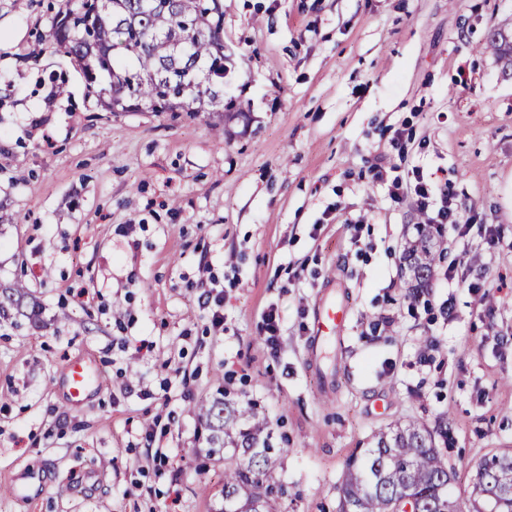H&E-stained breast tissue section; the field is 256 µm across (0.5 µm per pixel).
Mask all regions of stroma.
Wrapping results in <instances>:
<instances>
[{
	"instance_id": "1",
	"label": "stroma",
	"mask_w": 512,
	"mask_h": 512,
	"mask_svg": "<svg viewBox=\"0 0 512 512\" xmlns=\"http://www.w3.org/2000/svg\"><path fill=\"white\" fill-rule=\"evenodd\" d=\"M223 2L244 117L219 136L205 112L105 111L52 47L65 0H0V289L41 307L0 322V512H216L193 404L220 386L284 449L278 512H339L348 458L399 421L447 426L460 496L512 448V68L485 47L512 0ZM416 168L467 223L417 294L402 254L428 217L389 195ZM325 293L349 318L316 349ZM77 356L100 385L74 408ZM28 470L42 489L14 496ZM9 290V294L6 296V299L14 306L15 316H22L27 319H31L36 316V308L38 306L34 301L29 302L27 300L28 292L23 285L16 284L12 288H9ZM215 292V293H214ZM199 301L207 314L210 323L215 328L224 327V290L212 288L211 291H204L199 297Z\"/></svg>"
}]
</instances>
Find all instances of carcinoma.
Here are the masks:
<instances>
[{"label":"carcinoma","mask_w":512,"mask_h":512,"mask_svg":"<svg viewBox=\"0 0 512 512\" xmlns=\"http://www.w3.org/2000/svg\"><path fill=\"white\" fill-rule=\"evenodd\" d=\"M51 40L56 50L83 72L88 85L109 112H132L146 107L154 112H215L214 127L224 131L243 112L224 111V7L222 0H66L53 19ZM488 47L509 57L512 37L495 32ZM134 74L165 69L190 71L187 86L143 84L133 100L121 87L99 82L102 69ZM403 250V263L412 289L427 288L445 251L441 231L433 224H417ZM15 315L36 316L37 304L28 301L27 289L16 284L6 296ZM208 430V455L228 448L221 498L246 512H275L285 490L266 484L261 476L273 468L281 449L272 443L273 431L254 409H241L225 393L198 406ZM484 468L471 478L467 500L454 497L448 484V463L426 423L397 422L373 434L368 448L349 461L339 487L342 508L350 512H396L404 492L416 496L418 512H479L484 495L496 496L497 512H512V496L500 493L498 475L512 473V452L483 458Z\"/></svg>","instance_id":"obj_1"}]
</instances>
